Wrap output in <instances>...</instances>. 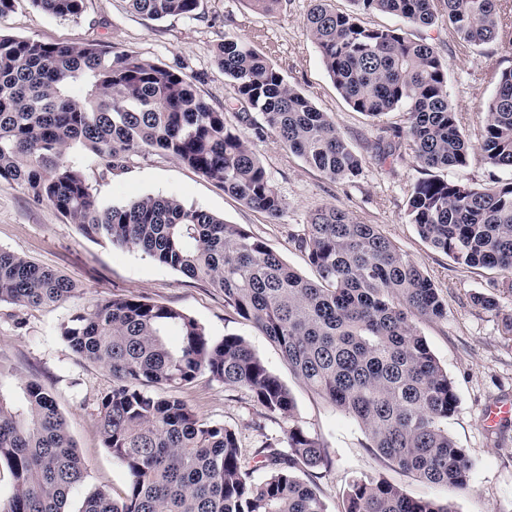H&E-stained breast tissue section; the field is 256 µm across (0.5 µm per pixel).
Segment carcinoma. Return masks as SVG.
Returning <instances> with one entry per match:
<instances>
[{"mask_svg":"<svg viewBox=\"0 0 512 512\" xmlns=\"http://www.w3.org/2000/svg\"><path fill=\"white\" fill-rule=\"evenodd\" d=\"M74 20L85 0H31ZM152 19L198 17L200 0H127ZM338 12L313 0L306 31L337 91L356 112L408 114L372 145L386 161L412 151L425 171L468 164L473 145L448 99V64L436 47L398 28L368 27L359 15L382 12L417 28L446 17L458 51L512 33L499 0H350ZM234 82L241 126L270 132L330 180L353 181L363 158L327 113L291 87L265 52L224 35L216 51ZM483 113V160L512 170V69L497 71ZM79 146L110 172L158 152L248 207L279 221L285 202L251 142L196 90L181 66L99 44L0 35V183L48 203L86 237L138 248L160 264L206 281L225 307L253 323L281 350L311 390L358 421L376 454L421 480L462 491L469 461L445 424L458 397L414 324L447 318L431 279L372 224L334 206L316 209L296 238L318 279L301 276L239 224L170 197L146 195L103 206L84 171L66 154ZM407 216L422 239L469 268L512 273V182L472 186L430 176L416 181ZM76 290L58 272L0 248V302L40 307ZM73 351L107 369L112 389L98 405L103 447L125 469L116 497L96 490L78 512H327L306 480L327 464L324 446L302 425L253 452L235 430L202 419L176 393L206 371L249 390L266 415L293 418L294 400L245 340H212L182 311L113 296L60 326ZM265 471L254 476L256 468ZM11 492L0 512H66L87 466L52 395L36 379L16 400L0 388V473ZM343 512H455L451 503L411 498L385 479L352 480Z\"/></svg>","mask_w":512,"mask_h":512,"instance_id":"1","label":"carcinoma"}]
</instances>
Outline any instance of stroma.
<instances>
[{
	"label": "stroma",
	"instance_id": "obj_1",
	"mask_svg": "<svg viewBox=\"0 0 512 512\" xmlns=\"http://www.w3.org/2000/svg\"><path fill=\"white\" fill-rule=\"evenodd\" d=\"M310 0H281L274 12L256 9L249 0H200V19L154 20L127 9L124 0H86L75 21L56 19L18 0L13 12L0 17V34L42 41L98 43L116 51L131 50L167 66L183 64L197 91L216 109L235 95L231 80L216 65V48L225 35L272 50L271 60L291 86L320 111L328 113L350 144L365 158L363 172L352 182H333L285 148L275 135L252 139L251 145L286 202L278 223L224 193L192 169L163 155L134 158L127 167L105 172L101 162L80 150L70 161L83 169L103 205H121L144 195L172 197L183 204L239 224L261 236L294 270L316 279L295 238L316 207L333 205L358 222L376 225L402 253L432 280L448 307L443 320L415 319L418 332L452 379L458 406L447 428L464 448L472 468L465 490L426 483L376 455L364 428L297 378L279 348L259 329L224 305V295L205 281L189 278L159 264L136 248L84 237L49 204H37L19 187L0 183V248L56 269L77 286L67 301L43 308L0 302V367L9 371L6 387L16 390L34 378L54 396L88 468L85 483L70 495L77 512L87 492L124 490V468L102 446L98 402L112 386L110 373L79 354L62 339L59 326L76 311L112 296H137L174 307L194 318L215 340L243 338L266 367L290 391L293 418L270 417L248 390L224 385L209 375L181 391V399L203 419L237 431L247 449L265 438H283L289 420H297L324 446L328 467L312 480L323 493L328 512H341L343 494L355 477L384 478L414 498L451 501L455 512H512V419L486 427L490 403L512 401V335L502 317L512 315V294L503 293L505 277L495 269L473 270L434 249L410 224L406 203L412 184L423 173L412 153L394 164L379 163L371 150L382 128L405 124L406 115L392 112L373 119L355 112L341 97L309 38L306 15ZM437 47L448 63L449 100L468 138H475L495 83L486 68H512V45L500 41L454 53L457 36L447 20L418 31ZM498 296L499 312L472 302L474 293Z\"/></svg>",
	"mask_w": 512,
	"mask_h": 512
}]
</instances>
